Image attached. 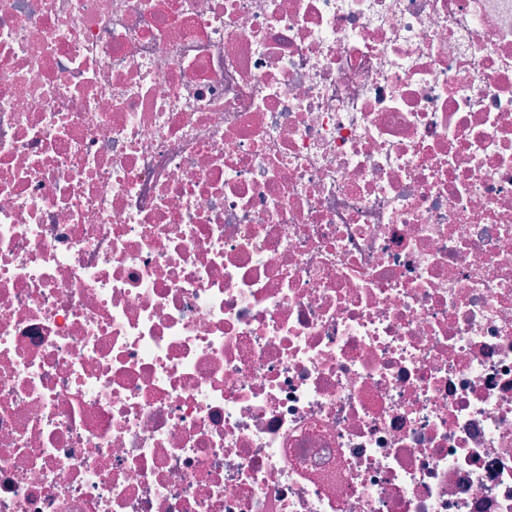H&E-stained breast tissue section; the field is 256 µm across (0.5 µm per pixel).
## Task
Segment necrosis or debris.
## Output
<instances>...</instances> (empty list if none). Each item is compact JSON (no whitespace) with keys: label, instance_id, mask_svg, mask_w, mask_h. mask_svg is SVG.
Returning <instances> with one entry per match:
<instances>
[{"label":"necrosis or debris","instance_id":"1","mask_svg":"<svg viewBox=\"0 0 512 512\" xmlns=\"http://www.w3.org/2000/svg\"><path fill=\"white\" fill-rule=\"evenodd\" d=\"M0 512H512V0H0Z\"/></svg>","mask_w":512,"mask_h":512}]
</instances>
